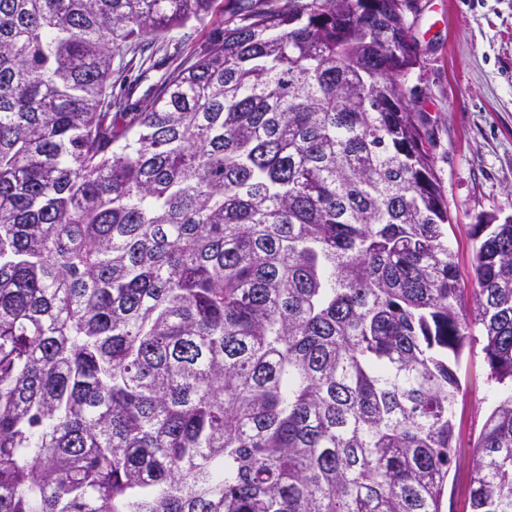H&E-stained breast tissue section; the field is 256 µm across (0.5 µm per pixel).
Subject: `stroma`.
Masks as SVG:
<instances>
[{
    "instance_id": "1",
    "label": "stroma",
    "mask_w": 512,
    "mask_h": 512,
    "mask_svg": "<svg viewBox=\"0 0 512 512\" xmlns=\"http://www.w3.org/2000/svg\"><path fill=\"white\" fill-rule=\"evenodd\" d=\"M407 17L419 63L409 74L415 116L434 156L453 223L448 240L465 287L473 285L479 245L472 226L479 215H512V0H415ZM142 71L114 57L112 83L132 85L140 98L170 62ZM482 337L465 348L459 364L463 393L454 411L457 455L448 476L454 512H471L467 487L473 450L499 388L488 379Z\"/></svg>"
}]
</instances>
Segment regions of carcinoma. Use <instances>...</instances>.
<instances>
[{
  "label": "carcinoma",
  "mask_w": 512,
  "mask_h": 512,
  "mask_svg": "<svg viewBox=\"0 0 512 512\" xmlns=\"http://www.w3.org/2000/svg\"><path fill=\"white\" fill-rule=\"evenodd\" d=\"M407 8L0 0V512H445L471 325ZM473 235L468 493L512 512V215ZM211 28L212 23L208 20L204 24L192 21L184 28L173 31L171 35L174 36V39L182 42L184 49L189 51L208 37ZM131 56V54L124 55L122 60L119 54L115 55L112 61V70H114V73H112V85H114V88L112 89L115 94L120 93V88L123 85V82L121 81L122 79L126 78L127 81L124 84V87L127 90L128 84L131 83V86L133 85L129 102H134L149 91L151 86L158 81L160 76L171 65V61L166 59L164 52L161 51L155 56V60L160 64L159 67L150 69L145 74V76L139 77L141 71L146 69L148 64H146L143 68H140V64L138 63L139 59L137 58L132 63H130L129 66H125L130 61ZM476 336L464 349L459 364V377L463 385L454 411L457 455L448 476V502L454 491V512H471L467 487L473 465V450L487 414L494 407L499 387L488 381V365L483 351L481 326L473 327Z\"/></svg>",
  "instance_id": "carcinoma-1"
}]
</instances>
